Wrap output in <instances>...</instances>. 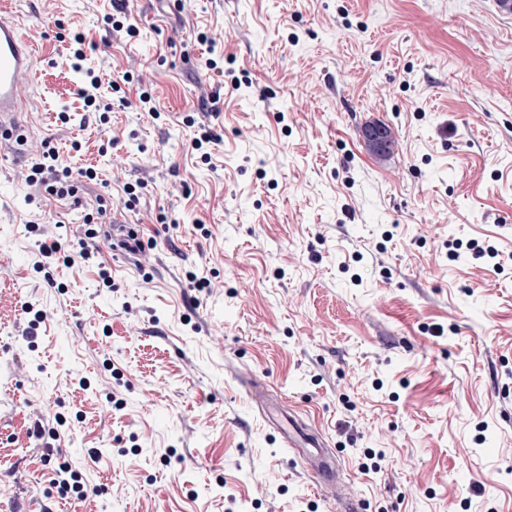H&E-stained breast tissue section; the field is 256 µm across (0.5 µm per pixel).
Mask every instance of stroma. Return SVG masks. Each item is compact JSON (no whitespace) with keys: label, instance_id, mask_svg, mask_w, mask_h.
Masks as SVG:
<instances>
[{"label":"stroma","instance_id":"stroma-1","mask_svg":"<svg viewBox=\"0 0 512 512\" xmlns=\"http://www.w3.org/2000/svg\"><path fill=\"white\" fill-rule=\"evenodd\" d=\"M11 2L43 54L27 143L0 144V512H337L252 381L364 512H512V10L129 0L130 38L105 29L112 0ZM48 145L96 171L76 199L26 183ZM101 196L99 255L42 257ZM291 427L288 430V436L284 437L285 447L295 448L297 438L303 441L301 448H306L302 457L306 464L308 474L313 478L318 491L329 490L333 496L336 490V459L328 450L326 442L319 436L310 433H302L297 430L293 424L292 416L288 419ZM295 433V434H294Z\"/></svg>","mask_w":512,"mask_h":512}]
</instances>
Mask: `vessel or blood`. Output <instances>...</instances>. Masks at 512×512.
<instances>
[{"label":"vessel or blood","mask_w":512,"mask_h":512,"mask_svg":"<svg viewBox=\"0 0 512 512\" xmlns=\"http://www.w3.org/2000/svg\"><path fill=\"white\" fill-rule=\"evenodd\" d=\"M38 47L26 35L8 0H0V138L24 144V127L18 120L24 89L37 75L35 68ZM303 444V459L317 490L336 488V459L325 441L314 434H288L286 447Z\"/></svg>","instance_id":"vessel-or-blood-1"}]
</instances>
